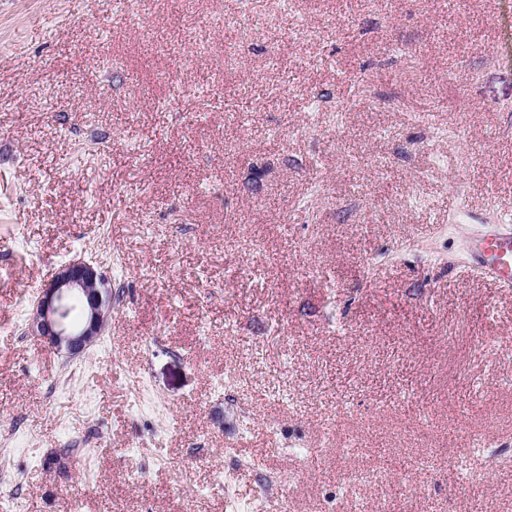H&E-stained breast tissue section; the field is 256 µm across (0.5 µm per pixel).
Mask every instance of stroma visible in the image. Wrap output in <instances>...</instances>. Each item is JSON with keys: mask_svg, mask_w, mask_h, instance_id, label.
Here are the masks:
<instances>
[{"mask_svg": "<svg viewBox=\"0 0 512 512\" xmlns=\"http://www.w3.org/2000/svg\"><path fill=\"white\" fill-rule=\"evenodd\" d=\"M269 2L0 0V512H512V0ZM469 248L484 275L500 284L512 285V228L479 235ZM79 308L80 318L71 313ZM112 282L101 267L84 258L61 265L43 289L28 320V331L66 358L82 355L112 320Z\"/></svg>", "mask_w": 512, "mask_h": 512, "instance_id": "obj_1", "label": "stroma"}]
</instances>
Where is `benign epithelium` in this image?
I'll list each match as a JSON object with an SVG mask.
<instances>
[{
  "label": "benign epithelium",
  "mask_w": 512,
  "mask_h": 512,
  "mask_svg": "<svg viewBox=\"0 0 512 512\" xmlns=\"http://www.w3.org/2000/svg\"><path fill=\"white\" fill-rule=\"evenodd\" d=\"M112 282L97 264L74 258L43 289L28 331L67 358L82 355L112 320Z\"/></svg>",
  "instance_id": "1"
}]
</instances>
